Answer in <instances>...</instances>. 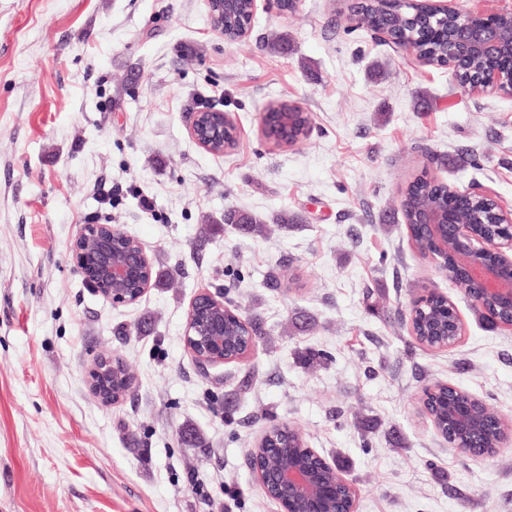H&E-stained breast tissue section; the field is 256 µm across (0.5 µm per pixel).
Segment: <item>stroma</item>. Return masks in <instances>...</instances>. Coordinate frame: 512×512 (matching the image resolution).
Instances as JSON below:
<instances>
[{
	"mask_svg": "<svg viewBox=\"0 0 512 512\" xmlns=\"http://www.w3.org/2000/svg\"><path fill=\"white\" fill-rule=\"evenodd\" d=\"M345 7L261 10L230 43L205 0H0V512H280L245 459L281 421L342 462L356 512H512V448L471 460L419 410L442 382L512 420V329L417 252L400 210L426 171L512 210V96L465 93ZM202 100L238 126L233 150L190 138ZM281 100L311 116L299 146L261 132ZM231 209L297 222L253 237L222 225ZM85 224L138 238L166 285L124 306L94 293L70 252ZM204 290L262 330L206 375L184 344ZM430 290L463 321L442 350L400 318ZM105 353L135 375L117 405L86 384Z\"/></svg>",
	"mask_w": 512,
	"mask_h": 512,
	"instance_id": "35a3bbf8",
	"label": "stroma"
}]
</instances>
